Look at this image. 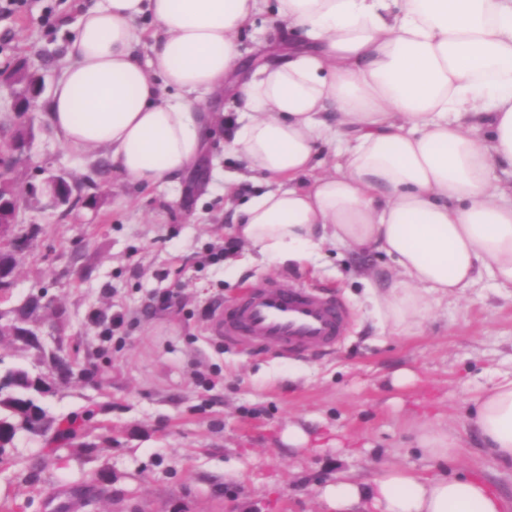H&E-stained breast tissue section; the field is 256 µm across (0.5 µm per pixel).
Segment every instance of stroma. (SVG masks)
Returning <instances> with one entry per match:
<instances>
[{
  "label": "stroma",
  "mask_w": 512,
  "mask_h": 512,
  "mask_svg": "<svg viewBox=\"0 0 512 512\" xmlns=\"http://www.w3.org/2000/svg\"><path fill=\"white\" fill-rule=\"evenodd\" d=\"M84 0H26L0 18V73L24 66L45 92L19 112L22 86L0 82V125L34 127L31 157L16 167L27 197L46 172L84 182L96 175V204L66 220L48 204L20 221L41 228L36 250L17 255L10 288L19 305L38 288L52 304L40 336L46 349L76 357L82 376L52 371L7 336L0 363L48 379L43 402L58 419L92 408L90 450L48 447L23 435L0 459V502L19 512H324L316 488L335 476L370 480L399 466L425 476L479 477L512 512V463L483 448L471 422L473 396L512 372V292L481 280L433 308L412 336L383 329L372 298L387 288L389 259L329 246L317 267L250 261L233 231V208L214 169L236 172L217 124L197 168L164 186L123 181L103 152L67 149L44 108L64 64ZM283 31L258 16L241 40L237 80L281 51ZM243 257L235 274L228 259ZM272 275L317 288L351 313L344 343L321 357L280 358L212 339L217 305ZM177 292L151 311L152 297ZM121 314L124 325L105 334ZM303 426L305 447L282 440ZM453 428L464 446L454 465L425 456L416 425ZM42 467L29 478L33 459Z\"/></svg>",
  "instance_id": "35a3bbf8"
}]
</instances>
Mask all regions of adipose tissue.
I'll return each mask as SVG.
<instances>
[{
    "instance_id": "1",
    "label": "adipose tissue",
    "mask_w": 512,
    "mask_h": 512,
    "mask_svg": "<svg viewBox=\"0 0 512 512\" xmlns=\"http://www.w3.org/2000/svg\"><path fill=\"white\" fill-rule=\"evenodd\" d=\"M267 9L292 45L239 89L226 147L265 185L239 206V239L278 265L335 243L386 255L376 305L398 336L482 278L512 287V0H100L66 45L52 126L123 181L171 183L215 122L200 93L223 89ZM471 414L512 461V376ZM317 493L329 512H506L481 479L399 467Z\"/></svg>"
}]
</instances>
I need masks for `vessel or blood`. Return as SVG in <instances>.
Wrapping results in <instances>:
<instances>
[{
    "mask_svg": "<svg viewBox=\"0 0 512 512\" xmlns=\"http://www.w3.org/2000/svg\"><path fill=\"white\" fill-rule=\"evenodd\" d=\"M350 321L349 310L337 298L272 276L217 309L210 333L250 350L271 347L286 358L340 346Z\"/></svg>",
    "mask_w": 512,
    "mask_h": 512,
    "instance_id": "obj_1",
    "label": "vessel or blood"
}]
</instances>
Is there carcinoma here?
I'll return each mask as SVG.
<instances>
[{
    "instance_id": "1",
    "label": "carcinoma",
    "mask_w": 512,
    "mask_h": 512,
    "mask_svg": "<svg viewBox=\"0 0 512 512\" xmlns=\"http://www.w3.org/2000/svg\"><path fill=\"white\" fill-rule=\"evenodd\" d=\"M14 192L11 182L0 185V200L6 204L0 208V301L11 287L10 277L16 267L15 253L32 248L38 236L35 224L25 225L18 221L19 207L7 202ZM47 292L43 289L31 294L21 305L10 310L11 317L4 319L0 312V337L13 336L26 347L39 352L42 362L52 369L66 367V359L57 352H45L39 345L41 332L39 311L49 307L44 302ZM0 384V457L15 447V441L22 434H36L40 428L49 426L52 433H43L51 444L72 441L85 434V427L93 417V411L86 409L81 414L58 420L40 404L38 396L50 391L41 379L34 380L23 368L14 367L3 375Z\"/></svg>"
}]
</instances>
